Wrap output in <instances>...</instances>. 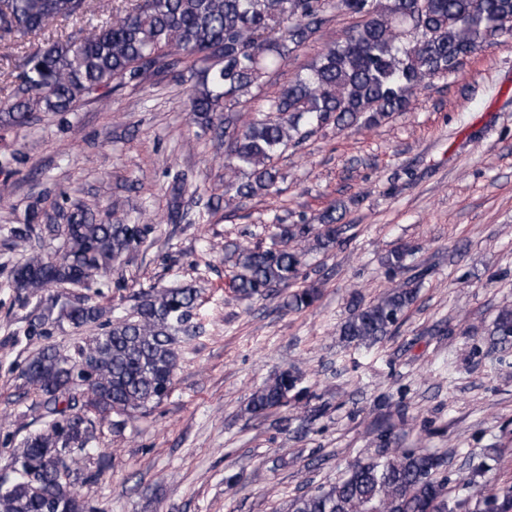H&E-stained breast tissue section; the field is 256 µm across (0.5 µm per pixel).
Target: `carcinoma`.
Listing matches in <instances>:
<instances>
[{"mask_svg": "<svg viewBox=\"0 0 512 512\" xmlns=\"http://www.w3.org/2000/svg\"><path fill=\"white\" fill-rule=\"evenodd\" d=\"M90 0H4L0 7V56L20 39L59 19L78 17ZM111 0H97L106 19L78 29L63 41L38 45L15 66L12 94L0 104V129L28 125L37 113L69 112L80 101L105 98L104 90L139 82L149 73L185 65L201 75L190 95V112L212 133L215 150L227 148V190L239 199L279 193L276 158L300 144L308 128L329 121L348 126L359 115L376 124L406 109L413 90L457 72L464 58L491 39L512 34V0H136L113 15ZM356 16L361 23L328 47L308 72L244 113L247 96L263 87L326 21L325 14ZM336 206L322 224L284 227L267 246L237 245L231 288L243 298L263 297L298 279L305 251L292 241L333 247L342 226ZM33 208L12 231L14 245L29 250L8 287L22 299L57 285L94 287L123 256L146 239L145 224H96L87 210L62 215L63 224H37ZM60 232L62 250L45 254L33 236ZM417 297L411 282L399 283L365 303L354 293L339 335L369 349L395 330ZM199 298L192 287L151 288L139 293L124 315L101 332L63 352L47 347L31 358L24 377L45 395L43 429L25 437L13 453L12 476L0 480V512H88L72 490L81 479L76 456L89 453L95 420L112 417L120 432L134 414L158 405L169 393L179 344L196 334ZM317 291L304 288L287 305H313ZM102 308L72 295L47 309L30 330L47 321L61 327H92ZM494 344L512 343V306L503 305L489 330ZM298 382L285 370L250 395L247 411L264 413L288 402ZM444 458L423 451L383 450L354 463L336 483L320 486L289 504V512H512V480L504 479L479 499L448 497Z\"/></svg>", "mask_w": 512, "mask_h": 512, "instance_id": "obj_1", "label": "carcinoma"}]
</instances>
